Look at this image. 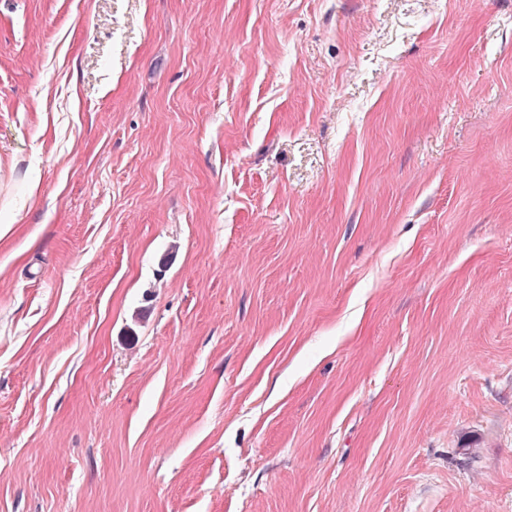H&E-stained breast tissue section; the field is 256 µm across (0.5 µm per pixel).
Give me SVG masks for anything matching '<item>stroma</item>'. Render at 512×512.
Listing matches in <instances>:
<instances>
[{
  "label": "stroma",
  "instance_id": "1",
  "mask_svg": "<svg viewBox=\"0 0 512 512\" xmlns=\"http://www.w3.org/2000/svg\"><path fill=\"white\" fill-rule=\"evenodd\" d=\"M0 512H512V0H0Z\"/></svg>",
  "mask_w": 512,
  "mask_h": 512
}]
</instances>
